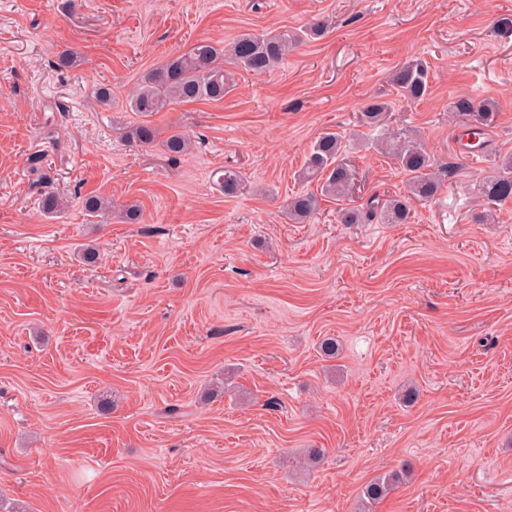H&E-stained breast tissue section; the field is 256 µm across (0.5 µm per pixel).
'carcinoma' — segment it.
Wrapping results in <instances>:
<instances>
[{"label": "carcinoma", "mask_w": 512, "mask_h": 512, "mask_svg": "<svg viewBox=\"0 0 512 512\" xmlns=\"http://www.w3.org/2000/svg\"><path fill=\"white\" fill-rule=\"evenodd\" d=\"M327 22L318 21L297 33L288 29L266 33H245L237 36L228 46L219 47L207 40L194 43L186 52L172 56L152 70L130 99V108L150 116L165 112L173 104H189L200 101H220L235 86V71L242 70L254 76L269 72L277 63L288 57L306 39L326 32ZM396 96L414 102L423 99L429 91L431 75L429 67L420 58L412 59L396 68L389 77ZM390 111V103L373 100L360 110L361 125L373 128L384 121ZM448 111L462 123L468 135L484 143L485 135L493 127L498 106L495 101H477L467 95H457L448 102ZM158 130L149 121H143L126 132V138L134 143L150 145L157 140ZM375 145L381 152L394 159L398 168L407 176L408 196L381 203L371 196L356 207L345 208L340 213L343 224H406L411 218L408 197L420 199L434 197L441 188V181L434 172V158L426 149L420 134L413 129L391 128ZM164 150L172 158L188 154L192 140L178 127L170 128L162 141ZM345 137L337 132L321 134L311 145L300 178L306 182L318 179L320 194L300 193L288 201V217L303 222L320 207L319 196L342 199L354 186V171L346 162ZM32 186L40 188L43 210L48 214L59 212L64 203L47 190L51 179L41 168ZM218 183L224 194H237L243 184V174L226 168L219 175ZM481 193L490 205L504 204L512 200V154L504 156L497 176L485 181ZM90 217H100L112 212V201L97 194L89 195L83 202ZM407 477V471L398 470L379 475L370 480L362 491L364 509L369 512L383 501Z\"/></svg>", "instance_id": "obj_1"}]
</instances>
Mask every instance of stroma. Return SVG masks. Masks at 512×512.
<instances>
[{
    "label": "stroma",
    "instance_id": "stroma-1",
    "mask_svg": "<svg viewBox=\"0 0 512 512\" xmlns=\"http://www.w3.org/2000/svg\"><path fill=\"white\" fill-rule=\"evenodd\" d=\"M324 16L224 100L152 116L190 154L125 138L128 96L168 57ZM65 49L79 66H54ZM413 57L429 94L388 123L421 131L440 191L406 224L340 223L329 198L290 220L326 131L352 140L356 203L406 194L357 116L394 100L387 78ZM457 95L499 106L470 160ZM509 153L512 0H0V512H357L403 465L374 512H512V203L475 220ZM36 158L58 214L31 187ZM227 168L245 178L233 196ZM91 194L139 221L86 216ZM164 150L171 158L188 154L193 146L190 137L178 127L172 126L168 136L162 141ZM406 477L407 471L402 469L376 476L370 480L362 491L364 509L370 512L373 506L383 501Z\"/></svg>",
    "mask_w": 512,
    "mask_h": 512
}]
</instances>
